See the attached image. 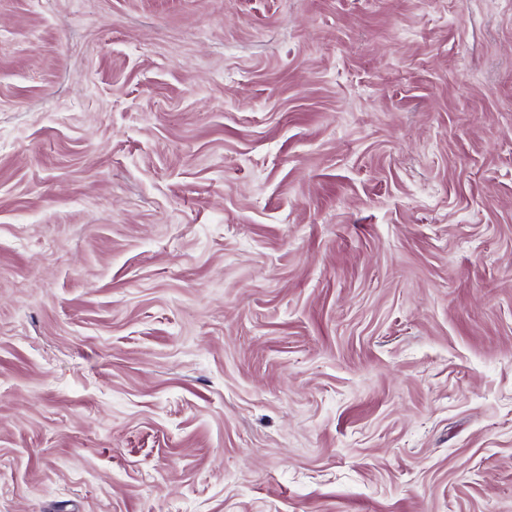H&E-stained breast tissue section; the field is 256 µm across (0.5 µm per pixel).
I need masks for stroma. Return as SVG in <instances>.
Returning <instances> with one entry per match:
<instances>
[{
	"instance_id": "35a3bbf8",
	"label": "stroma",
	"mask_w": 512,
	"mask_h": 512,
	"mask_svg": "<svg viewBox=\"0 0 512 512\" xmlns=\"http://www.w3.org/2000/svg\"><path fill=\"white\" fill-rule=\"evenodd\" d=\"M0 512H512V0H0Z\"/></svg>"
}]
</instances>
